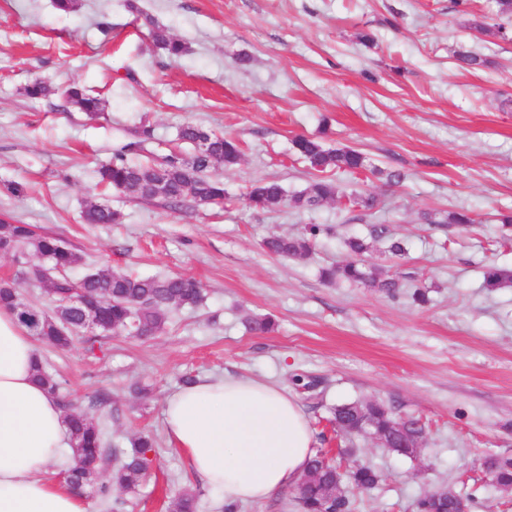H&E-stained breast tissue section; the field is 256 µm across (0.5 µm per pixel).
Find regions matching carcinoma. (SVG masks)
Listing matches in <instances>:
<instances>
[{
  "mask_svg": "<svg viewBox=\"0 0 512 512\" xmlns=\"http://www.w3.org/2000/svg\"><path fill=\"white\" fill-rule=\"evenodd\" d=\"M150 35L174 59L187 51L183 42L170 37L158 26H152ZM64 96L67 103L92 117L103 112L101 99L77 85L66 88ZM153 138V129L142 126L135 140L113 153L112 160L98 169L100 185L133 198L152 199L159 195L172 203L189 199L197 205L224 204V182L209 176L208 171L220 165L232 167L239 163L242 150L237 140L186 124L181 127L178 139L190 147V152L172 150L157 163H133L127 159V155L144 150ZM292 146L294 153L313 171V178L303 190L288 199L278 182L257 181L246 194L250 207L272 209L287 199L296 210L307 211L328 200L343 198L349 207L359 209L365 217L378 207L375 197L348 196L339 183L325 177L327 172L353 176L367 171L370 164L361 152L351 148L326 149L317 140L305 136L295 138ZM83 219L87 224H116L120 214L107 205L91 203L84 210ZM322 232L320 225L308 224L298 234L265 239L262 248L269 254L284 258L308 257ZM370 234L375 240L387 241L391 254H404V243L389 236L385 225H373ZM344 246L353 259L324 269V280L359 282L389 295L400 292L403 288L400 277L388 276L381 269L367 267L356 260L370 248L366 239L349 237ZM0 253L11 254L16 259L35 255L40 260L38 267L44 272L39 285L45 293L53 295L56 308L66 306L73 292L83 289L85 304L68 309V328L62 330L57 316L23 298L17 280L0 279V306L13 310L38 342L57 348L72 345L75 336L88 332L90 322L94 324L97 337L111 334L134 338L146 334L152 337L164 330L165 315L169 310L194 307L203 300L200 285L180 275L141 277L101 266L75 282L66 276V271L80 265L82 257L62 240L35 232L31 224L1 220ZM509 284H512V271L507 268L491 267L484 274V287L490 290ZM62 406L69 409L66 419L72 443L77 447L63 477L71 489L82 491L95 482L101 465L112 457L111 443L87 412L72 409L65 402ZM365 418L372 423L375 433L386 438L390 451L407 457L418 454L419 448L415 444L422 438V427L412 419L398 422L392 407L375 401H354L333 408V421L344 435L355 434ZM153 445L154 440L149 435L137 438L132 448L113 466L110 483L98 486V493L107 495L113 485L125 490L139 487L148 471L146 454ZM483 466L493 487L512 488V458L489 456ZM308 474L307 492L298 503L301 512H352V501L348 496L329 498L325 496L326 489L336 482L357 489H369L378 483V474L369 466L359 465L344 473L339 472L335 465L325 460L320 448L312 449ZM414 508L415 512H451L452 505L424 495L416 500ZM169 509L170 512H196L194 494L189 491L181 493L170 502Z\"/></svg>",
  "mask_w": 512,
  "mask_h": 512,
  "instance_id": "1",
  "label": "carcinoma"
}]
</instances>
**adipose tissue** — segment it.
<instances>
[{
  "label": "adipose tissue",
  "instance_id": "obj_1",
  "mask_svg": "<svg viewBox=\"0 0 512 512\" xmlns=\"http://www.w3.org/2000/svg\"><path fill=\"white\" fill-rule=\"evenodd\" d=\"M38 359L33 336L0 307V512H85L77 493L48 478L72 442L58 400L35 376ZM163 417L169 441L228 503L298 484L316 445L301 406L266 382L201 378L167 397Z\"/></svg>",
  "mask_w": 512,
  "mask_h": 512
}]
</instances>
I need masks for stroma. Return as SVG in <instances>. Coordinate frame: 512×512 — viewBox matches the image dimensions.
<instances>
[{
  "label": "stroma",
  "mask_w": 512,
  "mask_h": 512,
  "mask_svg": "<svg viewBox=\"0 0 512 512\" xmlns=\"http://www.w3.org/2000/svg\"><path fill=\"white\" fill-rule=\"evenodd\" d=\"M496 10V0H78L64 13L54 0H0V220L66 242L83 258L71 279L107 264L184 275L205 290L198 306L169 310L149 341L41 347L60 397L88 410L113 455L137 434L154 438L146 483L106 499L85 490L86 512H167L187 489L198 512H223V492L196 479L164 431L165 400L186 374L285 387L318 447L378 472L373 489L351 492L352 512H412L439 489L471 497V512H512V495L486 487L481 472L486 457H512V287L483 286L488 267L512 268L499 222L512 212V40L498 34ZM152 23L187 52L169 57ZM461 50L484 66L461 68ZM37 78L50 92L35 100L25 88ZM71 85L103 100L102 117L66 103ZM189 122L242 145L237 165L210 171L224 183L223 206L176 208L99 185L100 165L138 127L154 129L148 152L131 156L143 162L165 154ZM298 135L401 174L396 184L339 182L377 196L378 222L407 248L395 256L373 243L365 264L411 278L425 302L323 281V268L347 259L345 238L371 229L344 200L303 213L244 203L259 179L290 193L306 186L311 171L291 148ZM13 182L24 195L9 193ZM92 202L119 211L121 223H83ZM456 211L471 223H446ZM308 224L331 229L314 254L263 251L265 238ZM264 316L273 330H250L249 319ZM100 391L109 402L90 407ZM357 400L420 419L419 454L338 439L330 409Z\"/></svg>",
  "instance_id": "1"
}]
</instances>
